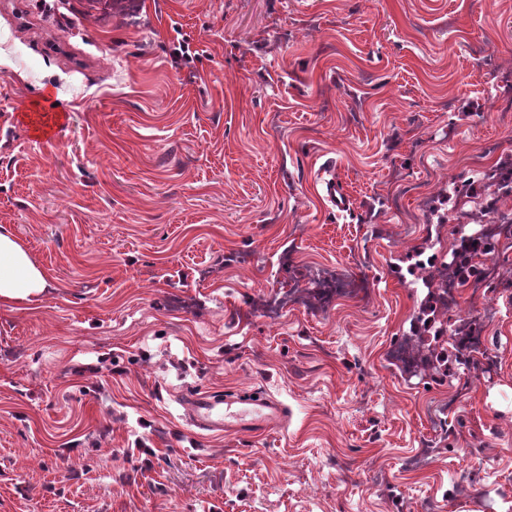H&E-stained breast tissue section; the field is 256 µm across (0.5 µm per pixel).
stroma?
<instances>
[{"label": "stroma", "instance_id": "stroma-1", "mask_svg": "<svg viewBox=\"0 0 512 512\" xmlns=\"http://www.w3.org/2000/svg\"><path fill=\"white\" fill-rule=\"evenodd\" d=\"M503 96L512 0H0V226L50 279L0 308V512H512V252L435 344L397 259L401 180L479 223ZM254 390L280 424L195 425Z\"/></svg>", "mask_w": 512, "mask_h": 512}]
</instances>
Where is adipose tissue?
<instances>
[{
  "label": "adipose tissue",
  "instance_id": "ef3b65f1",
  "mask_svg": "<svg viewBox=\"0 0 512 512\" xmlns=\"http://www.w3.org/2000/svg\"><path fill=\"white\" fill-rule=\"evenodd\" d=\"M47 286L44 270L12 234L0 228V306L36 302Z\"/></svg>",
  "mask_w": 512,
  "mask_h": 512
}]
</instances>
